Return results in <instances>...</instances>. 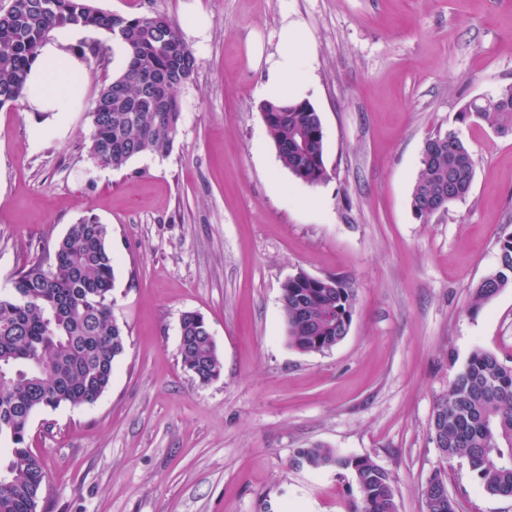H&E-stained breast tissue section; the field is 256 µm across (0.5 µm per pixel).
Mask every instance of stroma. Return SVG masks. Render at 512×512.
Wrapping results in <instances>:
<instances>
[{
  "mask_svg": "<svg viewBox=\"0 0 512 512\" xmlns=\"http://www.w3.org/2000/svg\"><path fill=\"white\" fill-rule=\"evenodd\" d=\"M193 2L210 28L186 40L196 70L166 155L119 170L90 158L92 103L122 69L91 55L113 43L99 29L73 46L89 72L77 111L37 137L23 103L0 108V294L92 214L112 230L127 334L95 404L33 415L48 473L37 512H351L352 470L293 467L316 444L386 469L399 512H426L436 474L456 512H512L466 461L443 459L430 431L474 350L512 366V288L469 311L512 233V134L458 120L512 84V0H92L179 24ZM285 11L315 52L310 101L329 172L317 186L281 165L248 56L255 32L274 50ZM447 131L475 154L472 189L422 221L410 207L422 142ZM300 271L355 292L330 351L287 342L282 286ZM187 311L204 316L223 361L206 385L181 363Z\"/></svg>",
  "mask_w": 512,
  "mask_h": 512,
  "instance_id": "1",
  "label": "stroma"
}]
</instances>
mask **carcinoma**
Segmentation results:
<instances>
[{
	"label": "carcinoma",
	"instance_id": "carcinoma-1",
	"mask_svg": "<svg viewBox=\"0 0 512 512\" xmlns=\"http://www.w3.org/2000/svg\"><path fill=\"white\" fill-rule=\"evenodd\" d=\"M66 27L95 28L119 38L128 49L123 73L105 85L92 108L88 152L103 167L120 169L132 158L166 154L181 121L177 90L192 81L195 58L179 29L158 10L141 16L106 13L90 0H12L0 10V107L23 95L28 69L40 44ZM161 77L166 100L155 103L146 82ZM267 133L282 166L314 186L329 178L320 114L309 103H262ZM460 120L481 121L512 134V85L470 101ZM474 153L458 139L451 155L421 158L412 189L417 198L445 185L448 201L464 198L475 176ZM111 230L94 216L71 226L45 256L23 265L9 296L0 297V512H35L47 473L31 447L33 414L62 404L95 403L110 387L126 334L114 316ZM512 287V235L499 240L496 272L473 290V309ZM355 294L335 277L321 281L299 271L282 285L288 344L322 353L343 339ZM180 354L201 384L220 377L223 363L208 323L197 312L180 319ZM431 430L449 462L465 460L483 490L512 497V367L482 349L474 350L436 403ZM351 469L361 503L353 512H398L391 474L367 457L347 458L316 445L301 448L296 466ZM435 475L423 490L427 512H455Z\"/></svg>",
	"mask_w": 512,
	"mask_h": 512
}]
</instances>
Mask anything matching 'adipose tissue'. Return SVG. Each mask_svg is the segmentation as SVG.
Returning a JSON list of instances; mask_svg holds the SVG:
<instances>
[{"instance_id":"adipose-tissue-1","label":"adipose tissue","mask_w":512,"mask_h":512,"mask_svg":"<svg viewBox=\"0 0 512 512\" xmlns=\"http://www.w3.org/2000/svg\"><path fill=\"white\" fill-rule=\"evenodd\" d=\"M77 37L71 29L57 31L43 43L29 71L23 103L27 111L36 113L40 130L51 129L58 118L74 111L81 101L87 67L66 50ZM248 53L262 70L261 100L284 104L308 99L311 83L305 73L313 55L300 21L291 14L281 16L273 51H266L262 41L254 38L248 43Z\"/></svg>"}]
</instances>
